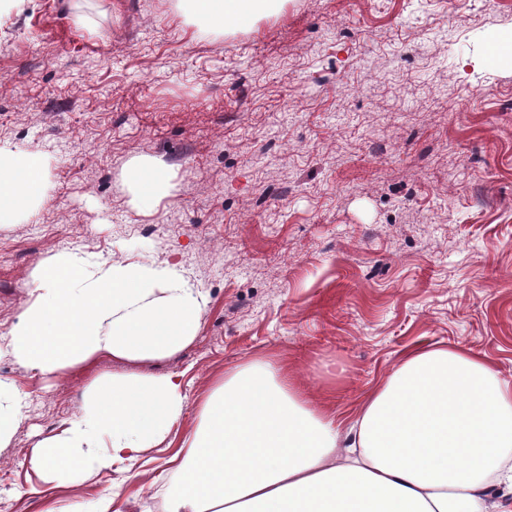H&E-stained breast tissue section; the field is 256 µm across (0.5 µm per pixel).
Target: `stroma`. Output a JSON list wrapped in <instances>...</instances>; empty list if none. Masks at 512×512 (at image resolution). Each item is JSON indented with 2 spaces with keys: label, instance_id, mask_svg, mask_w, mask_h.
Wrapping results in <instances>:
<instances>
[{
  "label": "stroma",
  "instance_id": "35a3bbf8",
  "mask_svg": "<svg viewBox=\"0 0 512 512\" xmlns=\"http://www.w3.org/2000/svg\"><path fill=\"white\" fill-rule=\"evenodd\" d=\"M512 0H288L210 36L177 0H22L0 16V147L49 160L45 203L0 224V335L45 258L181 262L207 293L197 338L162 361L61 373L0 357L32 404L0 447V512L97 497L164 512L152 448L139 477L40 480L30 451L114 372L179 375L196 423L214 374L287 359L340 418L429 342L512 379ZM172 194L129 204L127 173ZM130 191L132 205L148 210L170 195L169 179L162 169L151 163H136L131 170Z\"/></svg>",
  "mask_w": 512,
  "mask_h": 512
}]
</instances>
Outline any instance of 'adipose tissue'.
<instances>
[{"instance_id": "adipose-tissue-1", "label": "adipose tissue", "mask_w": 512, "mask_h": 512, "mask_svg": "<svg viewBox=\"0 0 512 512\" xmlns=\"http://www.w3.org/2000/svg\"><path fill=\"white\" fill-rule=\"evenodd\" d=\"M287 0H178L187 23L213 33L248 28ZM37 153L0 148V224L44 201ZM131 203L148 210L170 194L166 173L140 162ZM33 300L0 355L39 373L100 356L161 360L189 346L208 298L176 262H112L77 249L45 260ZM31 403L0 379V447ZM185 411L173 374L113 373L33 461L46 482L76 487L167 443ZM196 428L175 456L166 512H512V381L464 351L425 345L368 393L353 422L314 406L273 357L225 370L197 405Z\"/></svg>"}]
</instances>
